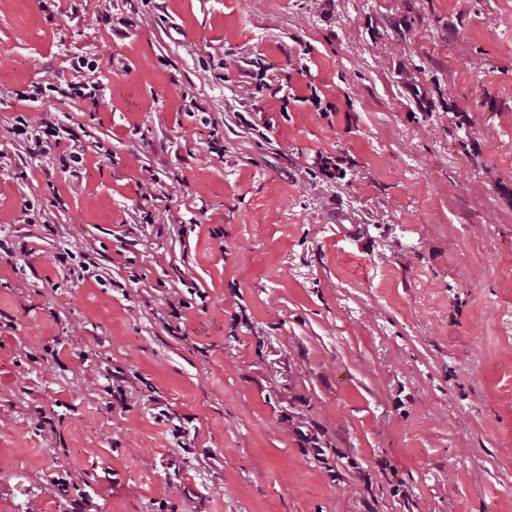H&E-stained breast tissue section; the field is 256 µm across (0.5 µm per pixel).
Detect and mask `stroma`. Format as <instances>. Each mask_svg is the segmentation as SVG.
Returning a JSON list of instances; mask_svg holds the SVG:
<instances>
[{
	"instance_id": "1",
	"label": "stroma",
	"mask_w": 512,
	"mask_h": 512,
	"mask_svg": "<svg viewBox=\"0 0 512 512\" xmlns=\"http://www.w3.org/2000/svg\"><path fill=\"white\" fill-rule=\"evenodd\" d=\"M77 494L512 512V0H0V512Z\"/></svg>"
}]
</instances>
